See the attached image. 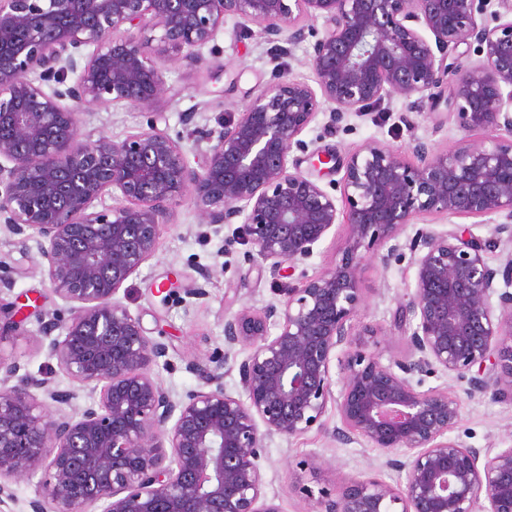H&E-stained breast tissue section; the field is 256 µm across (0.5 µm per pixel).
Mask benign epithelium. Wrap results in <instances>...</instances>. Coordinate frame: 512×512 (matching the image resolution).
<instances>
[{"label": "benign epithelium", "instance_id": "obj_1", "mask_svg": "<svg viewBox=\"0 0 512 512\" xmlns=\"http://www.w3.org/2000/svg\"><path fill=\"white\" fill-rule=\"evenodd\" d=\"M227 16L290 44L305 39L302 18L322 19L308 54L315 85L274 69L236 118L201 130L215 144L192 164L181 138L157 127L159 60L202 65ZM473 43L475 64L450 60ZM393 95L439 122L443 105L460 129L489 136L449 153L419 142L414 162L378 142L343 163L317 151L314 170L345 169L340 210L291 153L306 149L300 136L324 108L334 122ZM110 104L139 110L147 128L119 142L82 132L78 107ZM502 129L512 134V0H0V220L22 246L36 243L69 304L68 319H41L40 346L91 396L70 411L74 393L0 355V507L15 502L13 482L40 472L30 512H282L264 492L263 441L323 427L331 404L336 441L380 451L402 480H343L319 512H512V448L449 438L457 400L414 384L440 371L472 395L512 400V254L496 266L486 258L512 245V140ZM189 189L197 236L241 223L273 275L310 259L339 222L347 239L342 258L288 289L282 305L224 318L225 350L188 361L199 386L176 398L151 372L169 365L168 345L116 294ZM116 193L122 203L106 205ZM427 213L504 221L489 238L456 224L399 243ZM362 247L384 265L407 249L416 268L402 308L409 351L388 364L354 338ZM166 292L182 305L205 296ZM14 316L0 302V334L20 330ZM237 345L249 350L238 366L243 398L223 385Z\"/></svg>", "mask_w": 512, "mask_h": 512}]
</instances>
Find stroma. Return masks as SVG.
Returning <instances> with one entry per match:
<instances>
[{
  "instance_id": "stroma-1",
  "label": "stroma",
  "mask_w": 512,
  "mask_h": 512,
  "mask_svg": "<svg viewBox=\"0 0 512 512\" xmlns=\"http://www.w3.org/2000/svg\"><path fill=\"white\" fill-rule=\"evenodd\" d=\"M308 48L304 42L289 52H280L277 44L261 37L257 25L226 18L213 46L203 48L205 62L201 67L164 62L167 92L160 103L159 128L172 135L182 134L188 157L202 155L209 144L190 136V128H217L220 119L240 111L264 90L275 63H282L290 78L313 82ZM81 121L83 130L115 141L146 127L145 115L124 106L82 107ZM485 137L484 131L465 132L451 120L435 125L426 113L411 111L397 96L366 115L348 114L335 124L328 114H319L302 135L309 150L331 152L340 159L376 141L408 160L419 142L452 152ZM198 222L190 199L172 205L155 253L117 294L148 335L165 330L170 364L154 367L153 373L178 397L198 385L186 369L187 360L204 361L223 348L225 316L245 306L260 309L283 303L289 289L298 287L302 278L318 276L340 260L345 246V229L335 226L302 270L287 269L274 276L259 271L251 246L237 225L225 226L203 242L195 233ZM0 262L13 270L15 278L13 289L0 297L16 303L24 319L22 333L0 337V355L17 360L25 371L43 373L57 389L74 392L73 407L83 406L89 399L88 391L39 348L41 316L65 309L66 304L40 269L36 246L21 247L16 236L1 228ZM204 269L212 271L210 281L202 280L200 272ZM359 275L363 302L352 322L362 348L385 363L403 358L408 352L409 328L401 323L399 313L414 287V266L406 257L386 266L366 257L359 264ZM173 282L182 288L204 284L208 295L187 307L163 303L160 288ZM420 388L448 391L458 401L459 414L451 438L472 448L512 447V402L469 394L466 382L442 373L423 377ZM324 422V428L297 437L274 435L264 441L260 464L265 492L276 499L283 512H316L322 493L333 491L340 475L375 476L391 484L398 481L397 472L386 467L378 450L334 440L332 430L339 422L335 408H328Z\"/></svg>"
}]
</instances>
